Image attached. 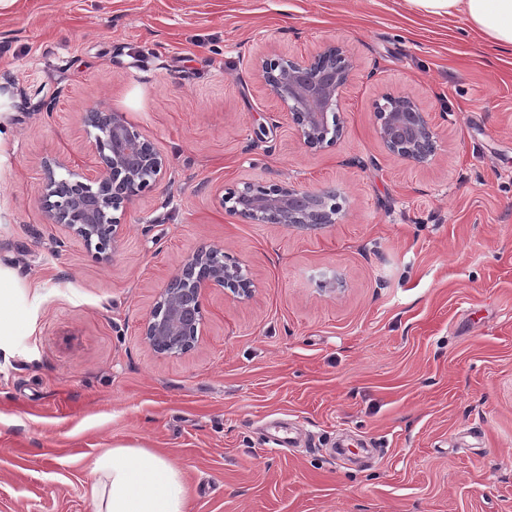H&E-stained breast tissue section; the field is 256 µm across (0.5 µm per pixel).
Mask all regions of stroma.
I'll return each instance as SVG.
<instances>
[{
  "label": "stroma",
  "instance_id": "1",
  "mask_svg": "<svg viewBox=\"0 0 512 512\" xmlns=\"http://www.w3.org/2000/svg\"><path fill=\"white\" fill-rule=\"evenodd\" d=\"M466 29L403 0H0V512H92L115 445L180 468L187 512H512V52ZM330 43L355 68L310 149L254 63ZM398 93L438 117L426 163L381 141ZM96 105L170 161L108 259L40 200L45 158L92 162ZM251 180L342 209L252 224L221 204ZM210 244L252 292L210 289L195 346L156 354L143 322Z\"/></svg>",
  "mask_w": 512,
  "mask_h": 512
}]
</instances>
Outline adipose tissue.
<instances>
[{
  "label": "adipose tissue",
  "instance_id": "obj_1",
  "mask_svg": "<svg viewBox=\"0 0 512 512\" xmlns=\"http://www.w3.org/2000/svg\"><path fill=\"white\" fill-rule=\"evenodd\" d=\"M426 16L464 17L468 31L496 50H512V0H404ZM93 512H186L182 472L142 446L116 445L92 464Z\"/></svg>",
  "mask_w": 512,
  "mask_h": 512
}]
</instances>
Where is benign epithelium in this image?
<instances>
[{"label":"benign epithelium","instance_id":"benign-epithelium-1","mask_svg":"<svg viewBox=\"0 0 512 512\" xmlns=\"http://www.w3.org/2000/svg\"><path fill=\"white\" fill-rule=\"evenodd\" d=\"M258 76L269 94L286 108L303 144L331 145L340 131L337 116L354 63L336 44L306 57L271 54L257 62ZM379 133L393 155L418 164L437 151V133L430 113L410 95L384 98L377 107ZM84 123L93 129L94 166L76 167L52 158L43 162L41 200L47 223L66 237L84 243L98 257L112 255L124 233L115 212L155 190L168 168L142 130L122 112L90 108ZM336 189L309 190L294 183H243L221 197L232 214L256 224L322 226L336 223ZM212 288L248 292L251 280L239 263L224 262V247L209 245L189 253L160 288L158 301L146 318L142 336L159 355H171L174 342L189 337L179 349L190 350L203 323L202 299Z\"/></svg>","mask_w":512,"mask_h":512}]
</instances>
